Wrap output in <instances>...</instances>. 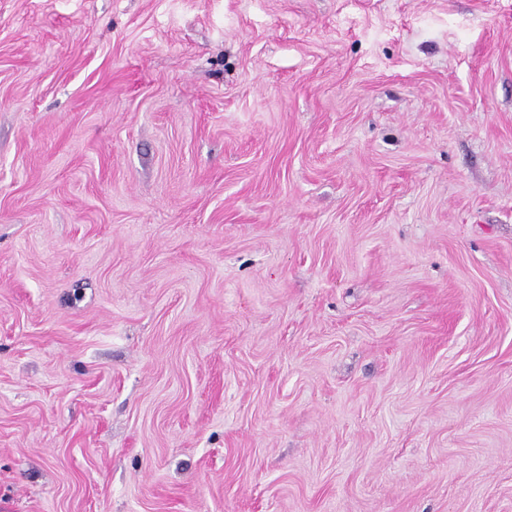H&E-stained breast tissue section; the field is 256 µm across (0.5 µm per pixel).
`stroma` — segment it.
Returning <instances> with one entry per match:
<instances>
[{
  "mask_svg": "<svg viewBox=\"0 0 512 512\" xmlns=\"http://www.w3.org/2000/svg\"><path fill=\"white\" fill-rule=\"evenodd\" d=\"M0 512H512V0H0Z\"/></svg>",
  "mask_w": 512,
  "mask_h": 512,
  "instance_id": "1",
  "label": "stroma"
}]
</instances>
